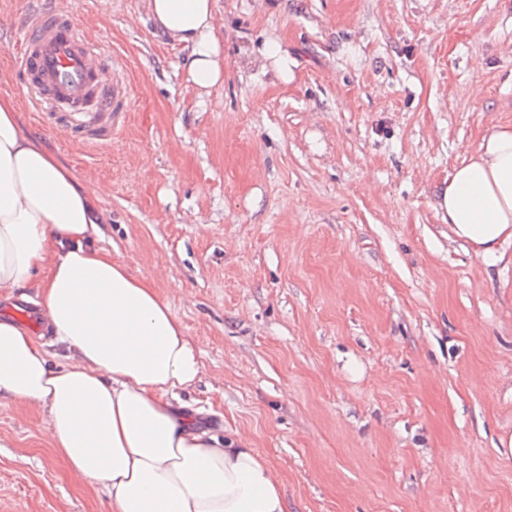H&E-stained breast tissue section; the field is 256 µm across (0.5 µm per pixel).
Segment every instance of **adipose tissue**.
<instances>
[{
    "label": "adipose tissue",
    "mask_w": 512,
    "mask_h": 512,
    "mask_svg": "<svg viewBox=\"0 0 512 512\" xmlns=\"http://www.w3.org/2000/svg\"><path fill=\"white\" fill-rule=\"evenodd\" d=\"M188 51L189 79L224 82L215 0H147ZM436 210L488 264L512 243V127L493 126L455 167ZM94 198L0 99V299L37 287L66 352L49 365L32 329L0 315V400L44 414L68 471L109 494L111 512H288L283 485L241 438L219 437L183 400L202 377L197 346L154 285L95 246Z\"/></svg>",
    "instance_id": "ef3b65f1"
}]
</instances>
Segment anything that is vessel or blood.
<instances>
[{
  "instance_id": "vessel-or-blood-1",
  "label": "vessel or blood",
  "mask_w": 512,
  "mask_h": 512,
  "mask_svg": "<svg viewBox=\"0 0 512 512\" xmlns=\"http://www.w3.org/2000/svg\"><path fill=\"white\" fill-rule=\"evenodd\" d=\"M17 62L28 97L48 128H63L95 146L111 143L123 122L129 93L114 77V58L102 53L52 0H30Z\"/></svg>"
}]
</instances>
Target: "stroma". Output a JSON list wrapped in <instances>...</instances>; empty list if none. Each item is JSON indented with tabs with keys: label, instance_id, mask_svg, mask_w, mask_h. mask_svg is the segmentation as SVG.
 I'll list each match as a JSON object with an SVG mask.
<instances>
[{
	"label": "stroma",
	"instance_id": "35a3bbf8",
	"mask_svg": "<svg viewBox=\"0 0 512 512\" xmlns=\"http://www.w3.org/2000/svg\"><path fill=\"white\" fill-rule=\"evenodd\" d=\"M28 2L0 0V98L105 187L100 246L200 351L186 402L247 439L288 512H512V264L486 265L435 209L512 125V0H215L224 83L207 94L147 0H60L127 79L105 147L29 101ZM41 423L0 402V512H107Z\"/></svg>",
	"mask_w": 512,
	"mask_h": 512
}]
</instances>
